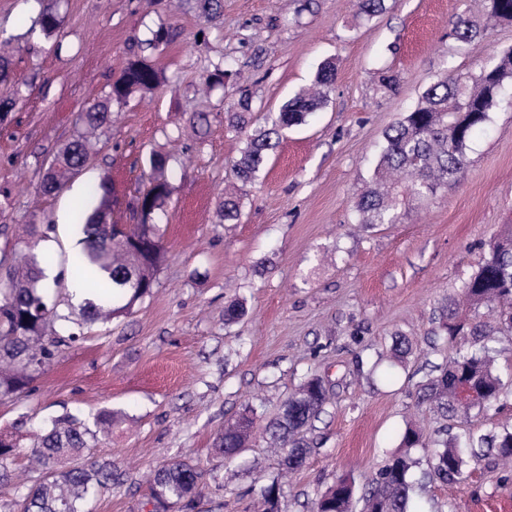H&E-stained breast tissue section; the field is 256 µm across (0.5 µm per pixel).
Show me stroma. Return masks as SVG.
<instances>
[{
	"label": "stroma",
	"mask_w": 512,
	"mask_h": 512,
	"mask_svg": "<svg viewBox=\"0 0 512 512\" xmlns=\"http://www.w3.org/2000/svg\"><path fill=\"white\" fill-rule=\"evenodd\" d=\"M31 0H0V53L13 57L22 82L18 105L0 129V226L25 250L40 246L65 266L70 225L59 213L67 192L41 195L44 160L71 139L85 106L103 99L133 59L135 40L159 25L176 39L146 51L167 81L112 108V125L95 162L74 178L82 191L112 176L126 224L142 173L141 155L172 156L173 193L158 223L166 248L151 297L131 314L96 324L66 349L33 390L0 401V434L21 436L15 482L0 485V512H13L38 424L69 413L122 412L93 456L124 474L90 504V512H148L151 469L172 459L199 462L215 476L195 508L171 512H261L259 490L277 475L279 458L263 441L242 461L225 462L213 438L227 421L256 411L258 426L311 376L330 399L307 440L312 453L285 488V512H313L339 477L357 493L392 455L407 423L427 440L440 429L459 435L494 431L512 418V333L494 343L506 398L499 411L468 422L437 415L420 400L436 366L468 338L449 340L441 309L459 298L491 236L512 224V85L484 132L467 149L464 178L410 202L398 224L362 228L356 194L371 185L385 131L447 72L474 73L512 48V22L462 45L450 38L458 17L483 20V0H389L363 22L357 0H224V16L205 22L168 0H61L57 35H26L19 18ZM336 78L323 110L285 131L254 183L238 190L240 217L216 218L230 162L245 146L225 106L236 86L201 92L200 75L228 63L248 77L264 112L309 86L324 60ZM399 78L396 94L378 88L380 73ZM205 112L210 127L195 139L189 120ZM30 224H51L37 243ZM242 300L245 316L224 324V307ZM402 336L412 351L394 361ZM416 512H512V478L495 456L469 460L465 478H429V447L411 449Z\"/></svg>",
	"instance_id": "1"
}]
</instances>
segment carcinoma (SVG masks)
<instances>
[{
    "instance_id": "1",
    "label": "carcinoma",
    "mask_w": 512,
    "mask_h": 512,
    "mask_svg": "<svg viewBox=\"0 0 512 512\" xmlns=\"http://www.w3.org/2000/svg\"><path fill=\"white\" fill-rule=\"evenodd\" d=\"M206 21L221 15L220 0H196ZM385 8V0H359V17L368 20ZM485 25L479 28L466 17H459L451 32L453 38L469 44L482 37L486 28L512 22V0H485ZM61 25L58 11L42 9L27 34L53 35ZM176 31L164 24L139 46L157 48L171 43ZM336 65L326 61L317 70L311 87L286 101L275 114L260 115L253 106L249 88L240 85V96L228 106L230 122L245 132L246 146L233 161L235 179L245 184L254 180L271 153L279 145L281 131L305 122L308 114L323 107L335 79ZM230 68H215L200 77L207 88L236 79ZM162 80V71L144 58L128 62L111 91L102 100L88 105L77 117L71 140L51 154L38 188L46 195L56 194L89 165L96 156L94 140L112 125V102L121 103L135 90L149 91ZM17 82L13 61L0 55V85ZM512 83V49L497 55L476 74L446 73L426 88L418 104L384 134L372 186L355 204L358 223L367 227L398 224L407 200H420L436 193L450 180L462 177L466 151L476 133L483 130L490 112L499 104L507 83ZM170 156L159 150L145 154L143 189L137 195L139 218L135 224L112 221L116 204L114 185L103 178L90 193V205H77L73 224L81 235L83 248L68 258L74 280L93 293L106 295L104 303L84 300L76 304L72 296L62 301L51 297V289L40 287L44 267L53 263L49 253H22L4 244L0 248V399L32 391L37 375L49 367L73 344L83 340L99 322L108 323L131 313L136 303L153 293L155 271L163 258L156 217L163 211L173 186L169 180ZM240 216L236 194L228 193L217 210L220 223ZM463 301L473 310H488L489 319L471 323L446 307L442 324L447 335L472 337L471 348L458 351L424 387L421 400L441 414L466 420L472 411L491 407L503 395V383L494 367L490 342L502 332H512V224H505L494 236L487 257L478 271L464 283ZM485 393L478 406L458 399L464 386ZM328 390L320 377L307 379L283 403L278 416L266 423L270 445L280 455L285 473L303 466L311 452L305 434L323 412ZM117 415L102 412L89 421L80 413L52 419L40 428L38 443L31 449L30 461L41 476L26 486L19 496V512H88L89 503L106 488L120 483L122 473L110 459L88 464L62 466L67 459H78L94 447L98 435L112 431ZM254 419L242 417L224 425L215 438L227 461L235 460L248 446ZM17 442L0 439V483L12 479L11 465ZM488 448L504 460L512 459V424L505 423L489 434L463 435L436 441L433 476L448 481L464 479L467 458L477 457ZM409 454H398L376 473L367 494L362 497L363 512H410L414 486ZM208 471L188 459H174L157 467L152 475L151 498L154 507L168 512L183 504L192 506L207 484ZM355 485L343 478L327 489L316 503V512H352ZM282 488L273 478L262 489L263 512H282Z\"/></svg>"
}]
</instances>
